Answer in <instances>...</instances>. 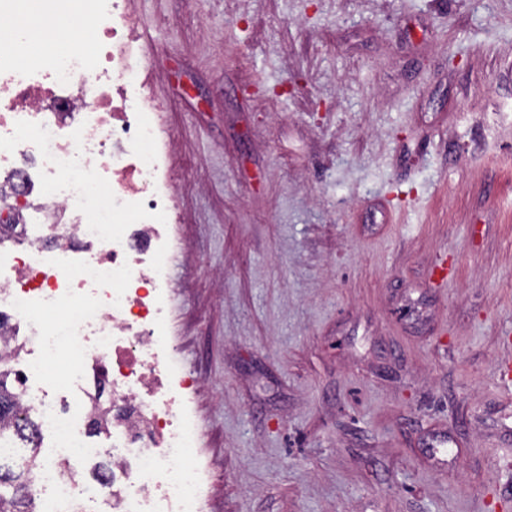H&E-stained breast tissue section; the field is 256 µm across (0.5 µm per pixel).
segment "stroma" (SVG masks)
I'll return each instance as SVG.
<instances>
[{
  "instance_id": "stroma-1",
  "label": "stroma",
  "mask_w": 512,
  "mask_h": 512,
  "mask_svg": "<svg viewBox=\"0 0 512 512\" xmlns=\"http://www.w3.org/2000/svg\"><path fill=\"white\" fill-rule=\"evenodd\" d=\"M125 3L206 512H512V0Z\"/></svg>"
}]
</instances>
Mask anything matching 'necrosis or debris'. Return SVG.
<instances>
[{"label":"necrosis or debris","instance_id":"obj_1","mask_svg":"<svg viewBox=\"0 0 512 512\" xmlns=\"http://www.w3.org/2000/svg\"><path fill=\"white\" fill-rule=\"evenodd\" d=\"M91 49L45 50L16 34L0 48V199L11 221L27 210L44 222L0 251V335L15 350L37 343L25 370L46 374L58 352L50 316L76 305L72 324L80 391L91 409L37 394L23 381L22 407L38 409L61 459H94L78 438L112 399L111 466L97 480L112 512H204L194 422L183 406L193 383L165 340L166 224L174 186L150 113L138 33L125 0H92ZM52 512H68L75 478L42 466L32 483Z\"/></svg>","mask_w":512,"mask_h":512}]
</instances>
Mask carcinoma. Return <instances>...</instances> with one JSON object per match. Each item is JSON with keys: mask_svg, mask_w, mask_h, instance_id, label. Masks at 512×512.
<instances>
[{"mask_svg": "<svg viewBox=\"0 0 512 512\" xmlns=\"http://www.w3.org/2000/svg\"><path fill=\"white\" fill-rule=\"evenodd\" d=\"M11 352L8 345H0V436L16 426V435L32 444L31 455L5 470L0 468V512H43L37 498L30 493L38 465L39 448L35 436L37 426L21 407L8 366Z\"/></svg>", "mask_w": 512, "mask_h": 512, "instance_id": "1", "label": "carcinoma"}]
</instances>
